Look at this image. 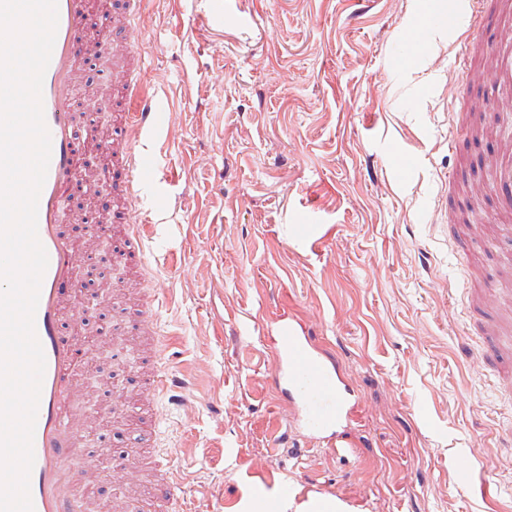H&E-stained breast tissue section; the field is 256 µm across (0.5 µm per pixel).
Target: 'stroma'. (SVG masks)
Listing matches in <instances>:
<instances>
[{
	"instance_id": "1",
	"label": "stroma",
	"mask_w": 512,
	"mask_h": 512,
	"mask_svg": "<svg viewBox=\"0 0 512 512\" xmlns=\"http://www.w3.org/2000/svg\"><path fill=\"white\" fill-rule=\"evenodd\" d=\"M143 87L159 108L138 294L160 289L158 329L177 381L155 400L159 458L191 512H225L275 475L343 512H512V389L472 360L470 305L504 257L485 225L491 143L459 133L448 96L471 88L420 0H143ZM411 64H404V57ZM480 203L459 258L444 203ZM333 352L358 404L343 452L288 425L270 378L281 319ZM147 396L124 383L118 422L87 416L75 478L98 512L125 488L146 512L147 470L88 477L145 448ZM488 489L461 488V467Z\"/></svg>"
}]
</instances>
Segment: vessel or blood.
I'll list each match as a JSON object with an SVG mask.
<instances>
[{
    "instance_id": "1",
    "label": "vessel or blood",
    "mask_w": 512,
    "mask_h": 512,
    "mask_svg": "<svg viewBox=\"0 0 512 512\" xmlns=\"http://www.w3.org/2000/svg\"><path fill=\"white\" fill-rule=\"evenodd\" d=\"M141 0H119L112 12L105 38H90V0H57L58 26L46 69L42 102L51 137V159L38 202V238L48 255L35 315L36 335L45 356V374L38 406L33 449L34 466L30 493L34 512H80L72 460L79 446L76 422L74 376L79 354L69 331L73 317L68 290L78 271L92 262L91 252L79 250L63 224L64 203L77 180L78 139L98 128L97 119L87 112L73 111L75 91L86 66L104 54L112 56L115 87L112 125L106 149L109 159L104 170L86 180L84 189L95 194L103 184L112 186V212L96 226L107 240L113 264L145 262V239L132 220L133 210L147 184L146 153L134 145L159 121L152 100L139 87L143 72L135 17ZM439 26L455 37L462 52L463 66L471 64L472 47L491 45L493 65L487 90L472 92L469 109L474 113L495 110L498 129L512 131V0H469L462 10L438 15ZM494 214L499 224L512 225V138H502L490 164ZM155 308L147 306L126 317L117 327L120 335L151 337V349L143 356L141 374L145 392L158 395L169 388L170 377L159 366L169 358L164 341L154 340ZM498 323H491L489 338L474 352L485 364L503 354L497 336ZM275 374L288 398L295 427L316 445L332 450L350 445L347 431L352 420L355 392L341 377L337 366L316 349L305 326L281 323L277 341ZM287 481L277 492L257 489L255 500L264 512H280L288 495ZM152 512H186L175 480L156 489Z\"/></svg>"
}]
</instances>
